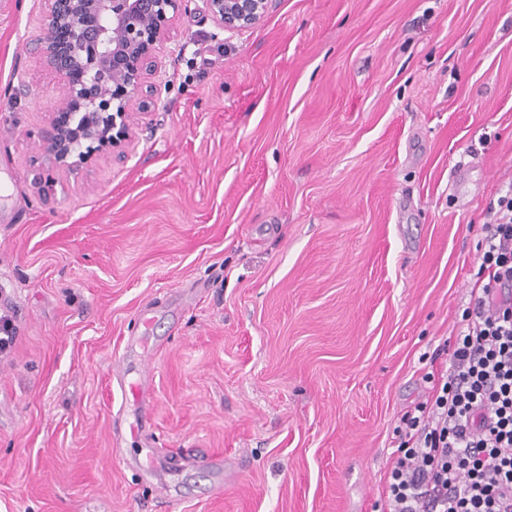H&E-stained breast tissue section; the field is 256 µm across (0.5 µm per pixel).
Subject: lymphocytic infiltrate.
Wrapping results in <instances>:
<instances>
[{"label": "lymphocytic infiltrate", "instance_id": "obj_1", "mask_svg": "<svg viewBox=\"0 0 512 512\" xmlns=\"http://www.w3.org/2000/svg\"><path fill=\"white\" fill-rule=\"evenodd\" d=\"M480 279L450 345L448 373L395 428L385 512H512V185L488 209Z\"/></svg>", "mask_w": 512, "mask_h": 512}]
</instances>
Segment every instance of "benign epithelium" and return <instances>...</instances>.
Listing matches in <instances>:
<instances>
[{"label": "benign epithelium", "instance_id": "1", "mask_svg": "<svg viewBox=\"0 0 512 512\" xmlns=\"http://www.w3.org/2000/svg\"><path fill=\"white\" fill-rule=\"evenodd\" d=\"M191 0H46L47 24L36 50L60 81L48 126L38 135L42 154L59 170L79 169L100 155L125 154L134 112L161 95L144 85L161 43ZM223 31L258 24L272 0H204Z\"/></svg>", "mask_w": 512, "mask_h": 512}]
</instances>
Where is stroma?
Masks as SVG:
<instances>
[{"label":"stroma","mask_w":512,"mask_h":512,"mask_svg":"<svg viewBox=\"0 0 512 512\" xmlns=\"http://www.w3.org/2000/svg\"><path fill=\"white\" fill-rule=\"evenodd\" d=\"M45 26L0 0V512H380L512 183V0H273L236 33L195 0L126 160L72 172L36 138Z\"/></svg>","instance_id":"1"}]
</instances>
